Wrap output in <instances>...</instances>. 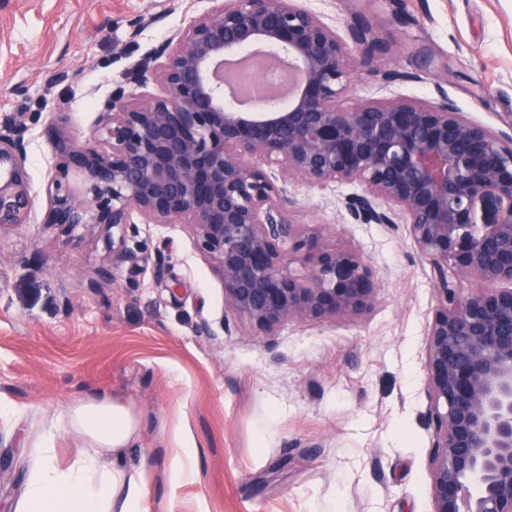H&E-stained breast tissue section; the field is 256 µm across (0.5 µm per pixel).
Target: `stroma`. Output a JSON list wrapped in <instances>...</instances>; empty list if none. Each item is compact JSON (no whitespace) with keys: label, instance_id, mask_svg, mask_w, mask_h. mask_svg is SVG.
Masks as SVG:
<instances>
[{"label":"stroma","instance_id":"1","mask_svg":"<svg viewBox=\"0 0 512 512\" xmlns=\"http://www.w3.org/2000/svg\"><path fill=\"white\" fill-rule=\"evenodd\" d=\"M301 3L342 35L366 20L379 40L371 52L350 44L344 107L443 93L486 129H512V0ZM213 7L0 0V128L27 124L34 197L29 223L0 231V512H12L45 436L63 464L90 448L65 417L95 397L138 421L124 463L143 476L145 512H431L425 339L438 293L405 225L348 215L360 185L291 179L290 219L364 257L375 306L271 329L227 305L188 225H131L132 270L113 266L102 237L75 245L45 223L52 118L85 137L113 95L160 94L139 68ZM108 265L113 281L91 288ZM188 453L198 476L174 482L172 463Z\"/></svg>","mask_w":512,"mask_h":512}]
</instances>
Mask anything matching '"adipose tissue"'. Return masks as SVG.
Here are the masks:
<instances>
[{
  "label": "adipose tissue",
  "instance_id": "ef3b65f1",
  "mask_svg": "<svg viewBox=\"0 0 512 512\" xmlns=\"http://www.w3.org/2000/svg\"><path fill=\"white\" fill-rule=\"evenodd\" d=\"M67 424L88 436L92 448L62 468L52 438H45L28 454L25 489L13 512H143L142 476L120 464L138 432L132 413L106 399H88L70 408ZM104 448L112 452V466L102 463Z\"/></svg>",
  "mask_w": 512,
  "mask_h": 512
}]
</instances>
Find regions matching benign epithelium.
Returning <instances> with one entry per match:
<instances>
[{"instance_id": "1", "label": "benign epithelium", "mask_w": 512, "mask_h": 512, "mask_svg": "<svg viewBox=\"0 0 512 512\" xmlns=\"http://www.w3.org/2000/svg\"><path fill=\"white\" fill-rule=\"evenodd\" d=\"M214 2L139 72L162 94L113 98L83 139L57 133L45 224L69 242L103 234L112 265L134 269L132 214L185 223L227 304L273 328L374 305L365 260L290 220L288 179L359 184L353 218L400 217L439 293L426 337L433 512H512V134L470 121L443 93L345 109L346 40L319 15L298 0ZM348 36L364 44L373 31L359 20ZM246 49L242 61L288 69V104L274 93L243 110L224 64ZM26 131L20 119L0 133V230L33 208ZM297 258L304 276L289 270ZM450 267L474 283L467 294L449 285Z\"/></svg>"}]
</instances>
